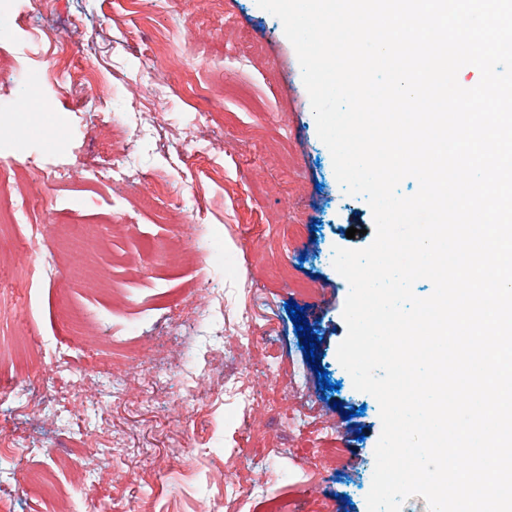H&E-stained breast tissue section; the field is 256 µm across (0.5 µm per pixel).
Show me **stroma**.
<instances>
[{"mask_svg":"<svg viewBox=\"0 0 512 512\" xmlns=\"http://www.w3.org/2000/svg\"><path fill=\"white\" fill-rule=\"evenodd\" d=\"M23 26L55 56L62 87L0 83V115L17 128L0 182L18 199L34 169L112 158L156 176V198L98 182L59 184L51 209L0 232V497L14 512H367L381 434L379 404L337 359L348 282L334 247L374 239L372 210L346 195L317 135L296 52L255 0H34ZM261 43L241 54V38ZM165 61L167 85L152 69ZM95 66L100 95L84 87ZM210 112L222 145L195 130ZM43 225L91 228L100 280L77 251L12 265ZM298 224L299 236L283 227ZM355 238H347L348 228ZM212 254L203 266L196 251ZM208 307L197 305L198 298ZM303 309L322 390L286 309ZM59 349L51 387L12 354L18 336ZM142 371H126L130 359ZM268 482L246 490L255 470ZM48 471L51 490L24 484Z\"/></svg>","mask_w":512,"mask_h":512,"instance_id":"stroma-1","label":"stroma"}]
</instances>
